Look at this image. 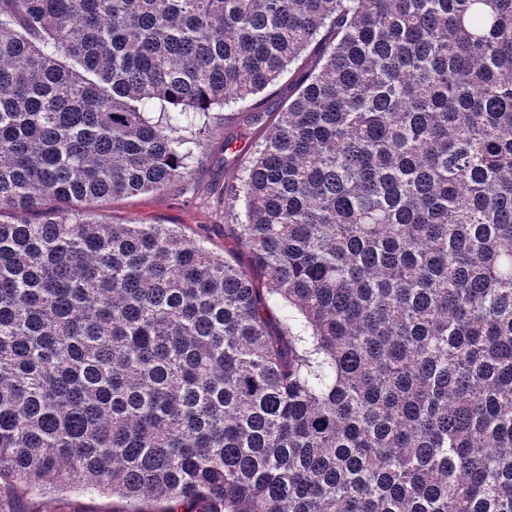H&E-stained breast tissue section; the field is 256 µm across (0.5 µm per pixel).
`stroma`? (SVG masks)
Listing matches in <instances>:
<instances>
[{
	"label": "stroma",
	"mask_w": 512,
	"mask_h": 512,
	"mask_svg": "<svg viewBox=\"0 0 512 512\" xmlns=\"http://www.w3.org/2000/svg\"><path fill=\"white\" fill-rule=\"evenodd\" d=\"M242 133L240 152L224 151L230 133ZM265 134L261 125H248L246 113L236 107L215 109L188 178L171 182L162 192L114 198L96 204L99 220L109 223L177 224L185 234L204 239L217 252L230 243V224L239 215L224 206V194L235 187L252 157L253 140ZM124 502L109 496L67 493L56 497L27 498L16 503L17 512H123Z\"/></svg>",
	"instance_id": "1"
}]
</instances>
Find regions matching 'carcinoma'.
<instances>
[{"mask_svg":"<svg viewBox=\"0 0 512 512\" xmlns=\"http://www.w3.org/2000/svg\"><path fill=\"white\" fill-rule=\"evenodd\" d=\"M309 49L248 264L97 219ZM68 492L512 512V0H0V512Z\"/></svg>","mask_w":512,"mask_h":512,"instance_id":"obj_1","label":"carcinoma"}]
</instances>
